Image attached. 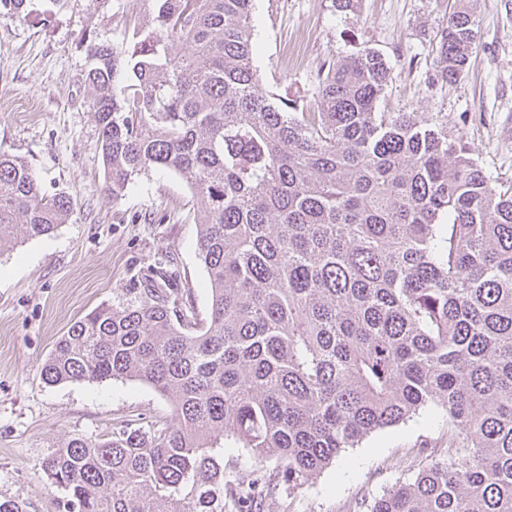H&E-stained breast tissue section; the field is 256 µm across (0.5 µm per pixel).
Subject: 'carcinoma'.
<instances>
[{
    "label": "carcinoma",
    "instance_id": "1",
    "mask_svg": "<svg viewBox=\"0 0 512 512\" xmlns=\"http://www.w3.org/2000/svg\"><path fill=\"white\" fill-rule=\"evenodd\" d=\"M254 2L129 0L131 39L80 38L106 191L121 199L152 167L186 179L211 307L188 316L160 269L135 299L75 322L46 384L136 379L176 416L151 433L75 436L43 470L68 512H260L436 405L448 457L369 512H512V180L493 182L448 119L380 111L391 68L378 51L321 68L316 112L263 93ZM25 3L0 0V18ZM476 8L448 13L445 82L469 66ZM73 212L0 154V248ZM218 435L276 465L224 481Z\"/></svg>",
    "mask_w": 512,
    "mask_h": 512
}]
</instances>
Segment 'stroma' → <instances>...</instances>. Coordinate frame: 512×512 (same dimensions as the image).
Returning a JSON list of instances; mask_svg holds the SVG:
<instances>
[{
    "instance_id": "35a3bbf8",
    "label": "stroma",
    "mask_w": 512,
    "mask_h": 512,
    "mask_svg": "<svg viewBox=\"0 0 512 512\" xmlns=\"http://www.w3.org/2000/svg\"><path fill=\"white\" fill-rule=\"evenodd\" d=\"M123 0H27V17L0 20V153L25 159L47 194L65 193L72 217L49 236L0 250V501L26 512H66L68 494L42 464L69 438L111 437L126 422L171 425L172 399L135 380L46 384L41 369L70 326L103 304L130 298L166 268L206 318L211 291L198 255L192 191L169 170L148 169L120 201L105 190L98 127L79 45L125 39ZM448 0H255L254 64L263 92L315 104L324 62L372 48L392 69L381 109L425 121L447 117L473 158L512 179V0H478V45L467 75L442 82L439 35ZM448 454L440 408L376 432L263 512H367L396 483Z\"/></svg>"
}]
</instances>
